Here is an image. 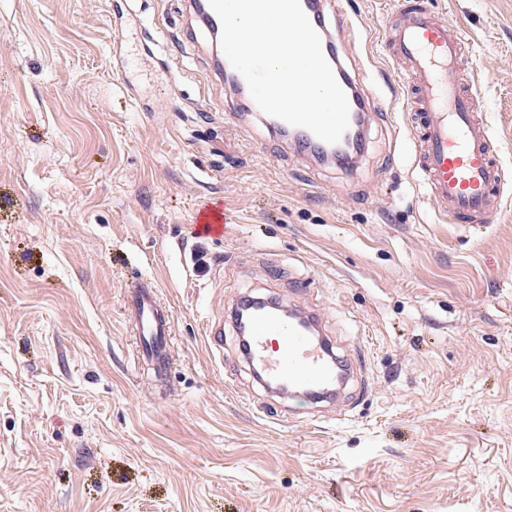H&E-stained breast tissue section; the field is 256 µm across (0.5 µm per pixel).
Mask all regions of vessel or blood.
<instances>
[{"mask_svg":"<svg viewBox=\"0 0 512 512\" xmlns=\"http://www.w3.org/2000/svg\"><path fill=\"white\" fill-rule=\"evenodd\" d=\"M328 0H301V6L318 32L323 53L345 91L350 107L345 138L366 125L368 96L344 69L326 22ZM189 18L201 21L212 38H220L221 23L209 0H186ZM381 48L388 59L404 65L409 81L398 85V101L406 112L408 148L413 167L423 180L435 213L451 224L478 230L502 208L508 180L501 164L499 141L481 111L473 82L458 80L466 58V34L461 25L432 8L428 0L400 6L385 25ZM216 73L228 86H245L222 48H215ZM252 116L305 155L320 147L321 139L251 106ZM204 235H224V214L201 207L195 216ZM125 315L139 338V356L166 373L172 359L169 336L172 312L160 299L153 283L128 289ZM244 355L263 382L287 385L290 397L302 401L333 398L341 387L337 371L352 373L355 362L335 357L333 344L321 331L306 333L292 321L263 310L253 311L247 327Z\"/></svg>","mask_w":512,"mask_h":512,"instance_id":"b4317fda","label":"vessel or blood"}]
</instances>
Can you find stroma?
Wrapping results in <instances>:
<instances>
[{"instance_id":"stroma-1","label":"stroma","mask_w":512,"mask_h":512,"mask_svg":"<svg viewBox=\"0 0 512 512\" xmlns=\"http://www.w3.org/2000/svg\"><path fill=\"white\" fill-rule=\"evenodd\" d=\"M396 2L336 8L371 112L342 167L242 123L205 31L174 39L184 0H0V512H512V184L480 231L435 214L400 68L360 48ZM431 3L512 171V0ZM143 281L173 314L160 379L124 315ZM245 294L317 310L361 366L340 401L254 380ZM224 222V212L213 211L209 206L199 208L194 221L202 229L204 235L214 239L224 236Z\"/></svg>"}]
</instances>
